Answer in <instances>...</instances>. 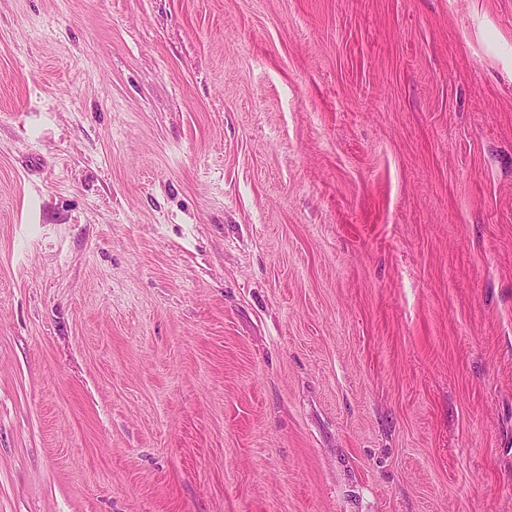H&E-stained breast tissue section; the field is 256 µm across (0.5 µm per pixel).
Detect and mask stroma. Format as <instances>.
Instances as JSON below:
<instances>
[{
    "label": "stroma",
    "instance_id": "stroma-1",
    "mask_svg": "<svg viewBox=\"0 0 512 512\" xmlns=\"http://www.w3.org/2000/svg\"><path fill=\"white\" fill-rule=\"evenodd\" d=\"M0 512H512V0H0Z\"/></svg>",
    "mask_w": 512,
    "mask_h": 512
}]
</instances>
